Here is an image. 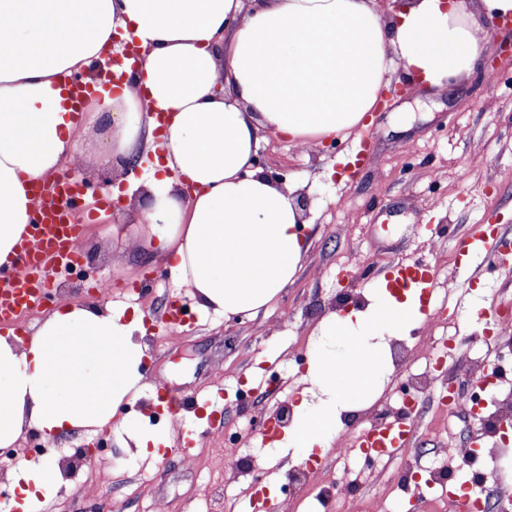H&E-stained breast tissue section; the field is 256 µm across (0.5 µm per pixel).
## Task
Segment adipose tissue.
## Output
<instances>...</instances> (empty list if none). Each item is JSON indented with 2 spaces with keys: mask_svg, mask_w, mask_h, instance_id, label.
<instances>
[{
  "mask_svg": "<svg viewBox=\"0 0 512 512\" xmlns=\"http://www.w3.org/2000/svg\"><path fill=\"white\" fill-rule=\"evenodd\" d=\"M512 0H409L394 16L375 0H0V265L29 234V187L76 153L73 134L111 114L100 162L161 152L145 183L135 235L161 251L199 314L248 315L271 303L305 251L295 189L253 166L261 132L316 148L359 136L394 73L442 92L480 72L481 17ZM136 41L140 67L117 90L94 74L112 38ZM92 85L82 118L67 107L71 78ZM424 319L412 299L323 320L345 356L309 362L280 448L304 462L330 448L341 415L381 370L387 333ZM141 320L112 306L60 303L24 344L0 336V447L31 429L45 442L111 425L143 387ZM11 503L41 512L61 483L54 461L18 460Z\"/></svg>",
  "mask_w": 512,
  "mask_h": 512,
  "instance_id": "1",
  "label": "adipose tissue"
}]
</instances>
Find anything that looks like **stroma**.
Instances as JSON below:
<instances>
[{"label": "stroma", "mask_w": 512, "mask_h": 512, "mask_svg": "<svg viewBox=\"0 0 512 512\" xmlns=\"http://www.w3.org/2000/svg\"><path fill=\"white\" fill-rule=\"evenodd\" d=\"M482 25L498 66L496 81L471 79L445 94L423 91L379 102L365 119L369 147L359 164L350 162L356 143L349 139L308 151L262 134L258 167L298 183L295 198L303 202L308 224L298 272L254 316H200L162 254L144 257L130 234L111 233L97 203L114 189L126 190L142 169L100 164L106 128L75 133L78 152L63 166L92 197L91 203H76L89 217L79 255L84 269L110 287L89 291L73 273L53 277L49 290L57 304L76 300L142 312L148 325L140 338L148 360L146 387L100 434L58 440L59 458L99 441L112 455L77 461L62 481L63 492L42 512H89L95 505L106 512H253L256 488L245 473L253 459L266 465L263 485L275 490V512H306L327 473L342 467L340 450L350 436L396 405L404 371L426 384L412 447L421 462L434 461L440 446L470 439L461 419L438 407L446 376L464 364L447 359L435 366L432 348L449 327L479 336L487 318L512 311V263L490 266L486 249L472 236L474 225L498 224L512 239V51H505L496 20L483 19ZM414 263L428 265L436 291L422 325L390 340L389 369L377 399L344 414L333 448L319 457L317 468L268 467L295 415L294 389L307 372L306 358L339 348L335 339L317 335V324L365 304L385 288L384 271ZM173 298L180 299L185 322L161 324ZM475 307L480 313L474 318ZM164 388L187 398L180 419L161 411ZM133 423L162 437L172 429L177 439L192 438L189 457L169 447L157 460L138 455L124 445ZM401 464L398 458L382 461L378 476L335 492L334 512H374L389 495L406 504L421 495L424 512H441L447 502L441 489L395 488Z\"/></svg>", "instance_id": "obj_1"}]
</instances>
